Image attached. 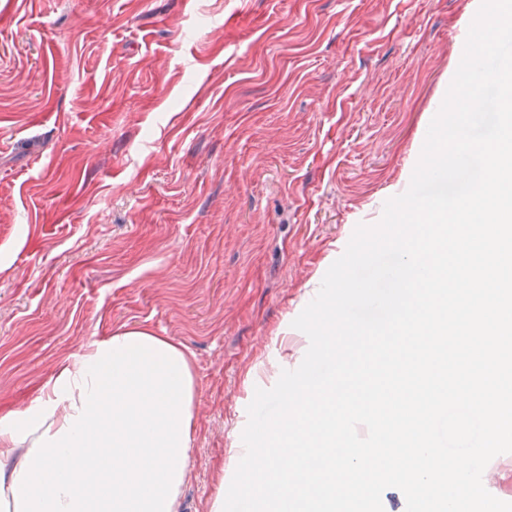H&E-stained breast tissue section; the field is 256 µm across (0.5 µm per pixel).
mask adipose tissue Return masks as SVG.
Listing matches in <instances>:
<instances>
[{
  "label": "adipose tissue",
  "mask_w": 512,
  "mask_h": 512,
  "mask_svg": "<svg viewBox=\"0 0 512 512\" xmlns=\"http://www.w3.org/2000/svg\"><path fill=\"white\" fill-rule=\"evenodd\" d=\"M195 407L181 344L145 327L96 339L0 416V512H182Z\"/></svg>",
  "instance_id": "1"
}]
</instances>
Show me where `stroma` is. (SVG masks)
Segmentation results:
<instances>
[{"label": "stroma", "mask_w": 512, "mask_h": 512, "mask_svg": "<svg viewBox=\"0 0 512 512\" xmlns=\"http://www.w3.org/2000/svg\"><path fill=\"white\" fill-rule=\"evenodd\" d=\"M480 0H0V415L123 326L194 356L183 512L404 193Z\"/></svg>", "instance_id": "obj_1"}]
</instances>
